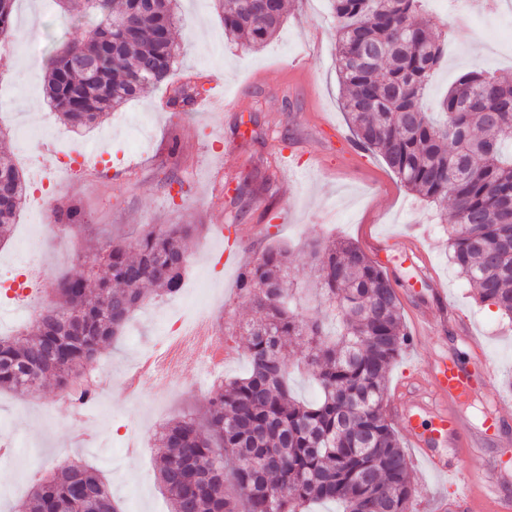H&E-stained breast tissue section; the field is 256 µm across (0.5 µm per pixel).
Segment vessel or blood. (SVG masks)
<instances>
[{
  "instance_id": "obj_1",
  "label": "vessel or blood",
  "mask_w": 512,
  "mask_h": 512,
  "mask_svg": "<svg viewBox=\"0 0 512 512\" xmlns=\"http://www.w3.org/2000/svg\"><path fill=\"white\" fill-rule=\"evenodd\" d=\"M486 373L483 364L466 367L448 356H440L423 370L429 395L396 406L412 447L434 473L452 471L439 454L440 446H448L456 455L475 460V445L480 440L493 438L502 446L512 445V433L503 430L498 414L488 415L478 428L466 423L469 398ZM502 478L499 467L475 460L461 495L469 512H512V497L500 490Z\"/></svg>"
}]
</instances>
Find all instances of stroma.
I'll return each mask as SVG.
<instances>
[{
    "instance_id": "obj_1",
    "label": "stroma",
    "mask_w": 512,
    "mask_h": 512,
    "mask_svg": "<svg viewBox=\"0 0 512 512\" xmlns=\"http://www.w3.org/2000/svg\"><path fill=\"white\" fill-rule=\"evenodd\" d=\"M175 30L181 46L176 76L200 78L221 105L202 102L192 111L168 107L164 87H150L135 101L113 112L100 126L74 134L44 105L45 63L61 38L84 34L87 22L66 18L51 0H18L12 45L0 54V83L8 86L11 117L0 125L4 146L25 177L57 168L64 153L98 147L110 153L109 170L88 160L63 171L50 202L63 207L78 202L85 225L57 246L46 218L23 208L8 240L0 243V265L18 263L54 283L64 273L82 269L88 246L109 239L135 237L147 224H201L205 230L189 244V273L181 295L148 301L138 310L114 346L98 362L108 378L92 418L104 433L95 442H79L71 418L48 413L52 387L35 396L0 391V434L18 439L20 447L0 458V512H15L29 494L36 461L77 456L105 477L123 512H170L161 489L155 458V434L168 421L201 411L205 395L189 390L155 399L151 382L129 399L123 377L143 352L161 346L163 326L174 313L216 308V324L228 316L249 318L248 306L236 295L241 261L268 242L293 249L296 281L312 277L302 245L332 237L357 244L386 272L396 287L407 330L415 316L435 313L440 299L466 318L479 345L459 333L439 329L423 343H409L394 361L388 399L421 365L448 354L470 365L484 359L490 373L470 409L480 425L486 410L512 424V321L495 307L478 302L448 256L449 226L439 218L442 205H430L407 190L378 154L353 143L341 107L336 71V21L329 0H290L285 23L264 48L227 43L215 0H181ZM434 24L449 22L443 63L433 76L423 104L437 109L439 98L456 78L481 67L512 77V51L490 52L489 41L512 33V6L466 19L448 0H426ZM181 154H168L172 137ZM278 166L276 182L265 184L267 163ZM239 228L228 244L220 228ZM415 239L429 262V284L399 252L403 236ZM235 247L239 265L217 262ZM47 298L31 295L0 301V334L30 328L36 307ZM417 483L415 512H439V501H453L452 512H467L454 500L458 488L448 476L412 462Z\"/></svg>"
}]
</instances>
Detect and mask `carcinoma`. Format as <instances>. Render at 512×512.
<instances>
[{
	"label": "carcinoma",
	"instance_id": "obj_1",
	"mask_svg": "<svg viewBox=\"0 0 512 512\" xmlns=\"http://www.w3.org/2000/svg\"><path fill=\"white\" fill-rule=\"evenodd\" d=\"M15 0H0V37ZM92 20L81 38L53 48L45 101L76 134L102 123L149 86L169 82L189 105L203 86L172 82L180 0H54ZM425 0H330L342 107L358 144L376 152L407 189L450 203L448 250L481 303L512 321V81L462 74L441 102L421 100L445 56L448 31L426 16ZM262 11L255 0H224V38L263 47L282 24L286 0ZM0 241L26 203V179L0 157ZM201 224H149L132 241L108 240L82 272L54 283L56 300L32 331L0 336V390L40 392L52 378L84 400L86 376L146 300L179 291ZM314 279L293 283L291 251L267 246L240 272L238 296L254 318L232 322L248 374L213 386L200 413L156 433L159 480L171 512H307L334 502L342 512H413L415 476L386 419L393 362L407 332L396 290L350 241L314 240ZM320 309L307 313L305 290ZM319 387L304 402L289 384L288 341ZM232 481L238 495L226 492ZM17 512H121L111 487L79 460L50 464Z\"/></svg>",
	"mask_w": 512,
	"mask_h": 512
}]
</instances>
